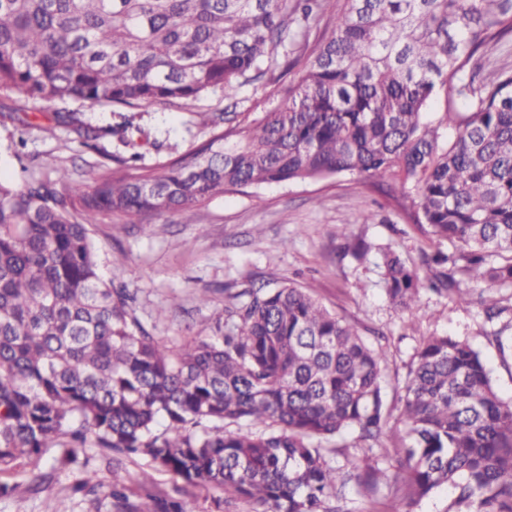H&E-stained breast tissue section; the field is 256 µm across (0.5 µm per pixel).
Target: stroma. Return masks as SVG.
<instances>
[{
    "instance_id": "obj_1",
    "label": "stroma",
    "mask_w": 512,
    "mask_h": 512,
    "mask_svg": "<svg viewBox=\"0 0 512 512\" xmlns=\"http://www.w3.org/2000/svg\"><path fill=\"white\" fill-rule=\"evenodd\" d=\"M302 72L298 64L282 72L276 83L243 87L239 117L281 108V86L297 82ZM224 108L218 89L187 106L137 107L71 100L25 103L0 91V179L14 182L25 172L39 177L63 168L74 184L88 186L100 164L130 156L129 147L112 135L94 147L80 146L71 128L56 124L59 112L79 113L94 126L128 123L141 129L146 136L139 149L141 162L157 167L207 141L212 117ZM413 194L409 185L340 174L224 193L202 207L157 218L151 234L143 229L142 218L105 215L90 225L89 235L103 278L134 294L141 324L164 343L208 335L209 316L223 308L226 290L291 284L356 326L369 342L388 347V404L399 402L413 354L432 335L467 340L482 353L499 394L512 399V350L488 341L491 325L479 302L465 305L424 293L405 312L386 295L383 252L416 266L423 253L434 249L426 227L414 224L407 209ZM350 238L369 245L363 259L343 253ZM203 291L209 304L198 300ZM126 469V493L141 512H147L150 502L138 487L140 475L149 476L152 492L160 496L173 494L177 485L169 472L145 459L127 462ZM73 481L69 470L56 469L45 490L33 495L18 487L0 501V512H107V502L73 494Z\"/></svg>"
}]
</instances>
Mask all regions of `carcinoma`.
Segmentation results:
<instances>
[{"label": "carcinoma", "instance_id": "cac0c4a2", "mask_svg": "<svg viewBox=\"0 0 512 512\" xmlns=\"http://www.w3.org/2000/svg\"><path fill=\"white\" fill-rule=\"evenodd\" d=\"M334 28L306 54L286 105L228 127L155 170L116 159L84 188L53 179L0 181V473L60 449L72 490L117 512L138 507L90 451L141 457L211 512H361L388 497L414 512L441 489L456 512H512V400L481 353L453 336L416 348L399 414L382 391L386 350L292 285L244 288L215 313L211 336L168 346L140 324L134 297L99 273L88 225L101 214L189 211L224 192L349 173L410 184L413 217L438 249L413 268L383 254L386 294L411 308L423 290L470 300L461 279L512 288V69L479 86L483 49L512 37V0H333ZM327 0H0V88L29 101L133 107L188 105L213 88L234 101L275 83L297 15L318 21ZM448 87L436 127L423 123ZM453 125L450 147L439 130ZM81 145L127 125L76 128ZM493 322L511 308L488 292ZM236 425L237 431L228 427ZM247 431H242L241 427ZM395 463H336L332 442ZM68 441L60 442L61 437ZM151 512H193L142 484Z\"/></svg>", "mask_w": 512, "mask_h": 512}]
</instances>
